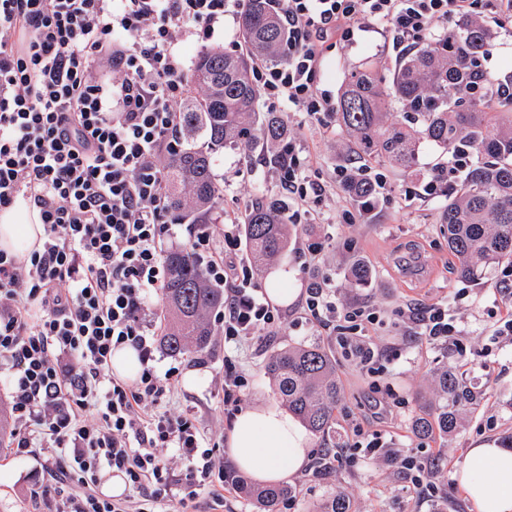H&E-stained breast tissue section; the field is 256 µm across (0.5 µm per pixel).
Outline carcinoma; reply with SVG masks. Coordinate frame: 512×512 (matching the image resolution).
<instances>
[{
  "mask_svg": "<svg viewBox=\"0 0 512 512\" xmlns=\"http://www.w3.org/2000/svg\"><path fill=\"white\" fill-rule=\"evenodd\" d=\"M239 25L244 51L202 49L191 68L190 92L179 112L182 147L166 164L170 209L179 224L186 219L224 223V181L216 175L224 149H258L273 162L277 144L288 138L282 114L258 110L260 93L251 78L256 65L282 60L286 33L270 0H250ZM489 49L484 25L465 19L407 55L388 75L375 66L351 73L335 112L341 152L365 162L412 171L424 144L444 154L476 157L439 214L458 274L468 280L479 279L491 266L512 267V98L493 94L504 79L483 67ZM376 190L365 178L352 183L348 193L363 202ZM242 226L254 258L276 260L288 251V204L280 199L257 195ZM163 261L162 345L175 355L201 353L213 336L212 315L224 306V288L209 280L183 245L165 251ZM373 276L356 259L347 282L365 288ZM264 369L288 411L320 437L335 433L339 386L330 352L317 344L289 345L275 350ZM434 383L435 398L412 424L423 439L452 436L463 411L476 400L451 367L437 372ZM237 486L262 512H275L288 495L286 487H255L242 476Z\"/></svg>",
  "mask_w": 512,
  "mask_h": 512,
  "instance_id": "obj_1",
  "label": "carcinoma"
}]
</instances>
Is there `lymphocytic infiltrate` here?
I'll return each mask as SVG.
<instances>
[{"mask_svg": "<svg viewBox=\"0 0 512 512\" xmlns=\"http://www.w3.org/2000/svg\"><path fill=\"white\" fill-rule=\"evenodd\" d=\"M246 0H0V208L33 200L42 247L0 250V382L15 418L14 455L42 453L54 482L36 496L49 512H192L200 491L224 504L229 470L193 407L161 410L178 367L158 371L152 298L165 280L174 234L161 156L178 148V106L189 92L183 44L207 46ZM288 31L282 61L253 80L268 110L298 126L329 128L336 110L319 88L327 51L380 27L396 58L455 17L512 21V0H273ZM277 187L294 224L322 220L320 206L349 180L312 178L296 137L277 150ZM184 240L224 286L216 316L224 336V409L247 386L232 349L263 342L283 322L240 256L239 223L191 224ZM305 324L329 330L372 370L384 354L370 331L374 308L340 304L330 278L305 292ZM408 327L428 344L459 329L439 304L410 308ZM134 348L142 370L115 377L114 349ZM184 465L183 477L174 474ZM121 475L129 495H98L99 474ZM79 492L64 491L65 482Z\"/></svg>", "mask_w": 512, "mask_h": 512, "instance_id": "1", "label": "lymphocytic infiltrate"}]
</instances>
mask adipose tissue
<instances>
[{
    "mask_svg": "<svg viewBox=\"0 0 512 512\" xmlns=\"http://www.w3.org/2000/svg\"><path fill=\"white\" fill-rule=\"evenodd\" d=\"M38 209L17 198L0 210V250L28 254L41 247ZM226 445L237 468L262 483L302 472L310 459V438L284 409L268 405L237 413ZM466 497L478 512H512V449L480 444L468 449L458 471Z\"/></svg>",
    "mask_w": 512,
    "mask_h": 512,
    "instance_id": "1",
    "label": "adipose tissue"
}]
</instances>
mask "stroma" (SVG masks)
Masks as SVG:
<instances>
[{
    "label": "stroma",
    "instance_id": "obj_1",
    "mask_svg": "<svg viewBox=\"0 0 512 512\" xmlns=\"http://www.w3.org/2000/svg\"><path fill=\"white\" fill-rule=\"evenodd\" d=\"M368 61H375L384 72L395 62L387 53L384 38L377 30L359 33L349 48L335 47L326 55L320 87L338 96L345 76ZM303 146L312 155V171L328 177L335 167H355L357 159L340 154L336 144L338 130L320 133L309 126L298 130ZM446 156L431 147L422 152L420 171L398 173L381 163L372 164L375 172L387 177L375 210L365 220L346 224L343 209L352 201L344 190H337L323 206L326 217L336 221L335 230L323 224H308L304 235L326 241L318 273L333 277L340 301L368 304L376 308L382 324L376 344L390 354L371 374L360 373L346 357L335 339L325 331L297 327L291 320L300 315V303L286 307L289 323L283 324L263 347L242 345L238 355L248 380L244 404L259 407L277 402L278 397L263 369L270 351L288 345L318 344L336 358L340 399L336 407V432L332 438L312 437L313 454H325L328 464L320 474L304 470L287 482L292 503H280L278 512H319L337 494H346L352 512H430L434 502L446 503L448 512H477L466 498L456 472L468 448L483 442L498 441L512 429V337L495 333L496 324L512 300V268L499 265L485 279L468 281L457 273V261L448 250L442 225L438 222L440 201L414 200L405 203L407 187L429 177ZM224 175L225 200H236L247 209L256 194L277 195L274 171L259 151L225 149L217 169ZM369 265L374 280L367 288L346 285V270L351 259ZM444 304L461 330L458 341L428 345L401 333L400 327L412 305ZM488 370H481V363ZM161 367L179 366L182 373L199 377L196 386L179 382L178 392L167 406L178 409L195 406L206 430L217 442H225L233 426L224 411V339L213 336L200 354L182 356L163 353ZM454 367L461 379L477 394L467 408L462 425L450 438L422 440L412 431L413 420L423 412L424 399L431 394L433 375L443 367ZM381 431L395 445L410 447L425 468L426 479L419 493H412L410 480L393 461L368 459L362 454L335 457V449L352 444L356 429ZM41 456L22 460L13 454L0 455V512H41L43 505L32 496L49 476Z\"/></svg>",
    "mask_w": 512,
    "mask_h": 512
}]
</instances>
